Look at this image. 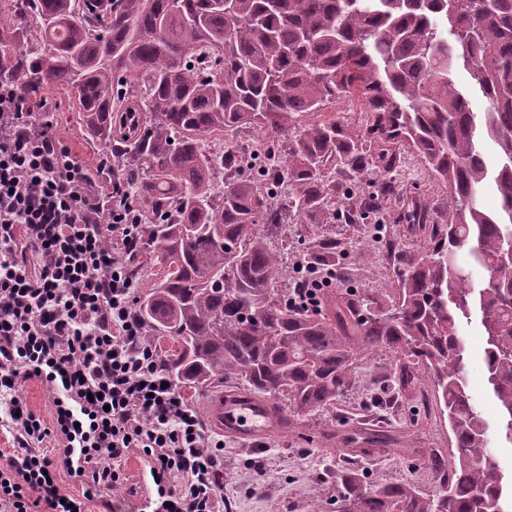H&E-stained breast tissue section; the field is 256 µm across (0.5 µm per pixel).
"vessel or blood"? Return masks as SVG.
Segmentation results:
<instances>
[{
	"label": "vessel or blood",
	"mask_w": 512,
	"mask_h": 512,
	"mask_svg": "<svg viewBox=\"0 0 512 512\" xmlns=\"http://www.w3.org/2000/svg\"><path fill=\"white\" fill-rule=\"evenodd\" d=\"M211 412L218 429L244 439L268 434L279 423L278 415L271 408L241 395L216 398Z\"/></svg>",
	"instance_id": "1"
}]
</instances>
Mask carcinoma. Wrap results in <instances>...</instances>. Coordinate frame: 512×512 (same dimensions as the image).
<instances>
[{
	"label": "carcinoma",
	"mask_w": 512,
	"mask_h": 512,
	"mask_svg": "<svg viewBox=\"0 0 512 512\" xmlns=\"http://www.w3.org/2000/svg\"><path fill=\"white\" fill-rule=\"evenodd\" d=\"M0 44V78L60 86L87 136L115 159L117 179L143 215L135 312L173 381L286 400L300 415L333 405L353 384L358 355H397L391 390L414 399L434 387L456 454L430 452L441 491L364 485L336 471L349 512H512L490 422L465 375L461 333L473 313L485 339L487 384L500 435L512 442V276L497 272L512 246V0H25ZM464 69L487 106L470 108ZM362 121L308 120L341 97ZM259 127L267 156L254 174L226 173L215 136ZM500 156L489 166L484 142ZM442 189L416 194L404 218L421 255L397 254L393 288L288 305L287 258L273 228L334 224L336 200L360 207L353 185L387 179L404 155ZM494 182L498 206L484 209ZM112 181H90L93 204ZM305 264H341L336 237L302 247ZM365 443L407 451L374 431Z\"/></svg>",
	"instance_id": "cac0c4a2"
}]
</instances>
